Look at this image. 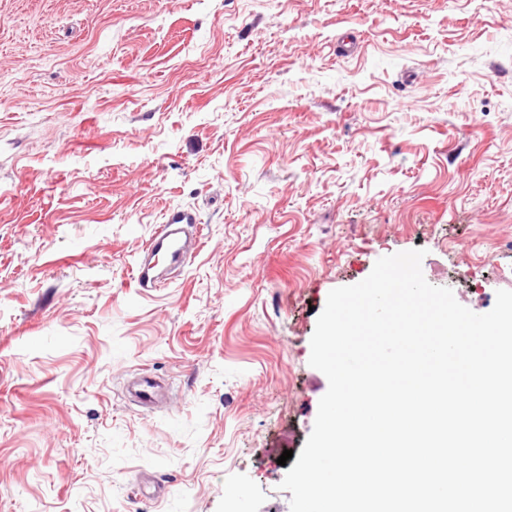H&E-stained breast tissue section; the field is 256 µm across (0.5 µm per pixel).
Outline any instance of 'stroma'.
I'll return each instance as SVG.
<instances>
[{
  "mask_svg": "<svg viewBox=\"0 0 512 512\" xmlns=\"http://www.w3.org/2000/svg\"><path fill=\"white\" fill-rule=\"evenodd\" d=\"M419 248L512 291V0H0V512H290L327 296ZM198 223L196 213L191 209H171L150 237L145 255L135 269V280L140 288H157L167 279L157 270L155 259L163 256L170 265L186 266L196 255L200 240L190 234L189 228Z\"/></svg>",
  "mask_w": 512,
  "mask_h": 512,
  "instance_id": "stroma-1",
  "label": "stroma"
}]
</instances>
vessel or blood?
<instances>
[{"instance_id": "vessel-or-blood-1", "label": "vessel or blood", "mask_w": 512, "mask_h": 512, "mask_svg": "<svg viewBox=\"0 0 512 512\" xmlns=\"http://www.w3.org/2000/svg\"><path fill=\"white\" fill-rule=\"evenodd\" d=\"M196 213L190 209L176 208L169 210L165 221L159 225L150 237L145 255L135 269V280L139 287L155 288L164 280L155 263L156 257H164L169 264L186 266L196 255L199 241L191 229L197 224Z\"/></svg>"}]
</instances>
